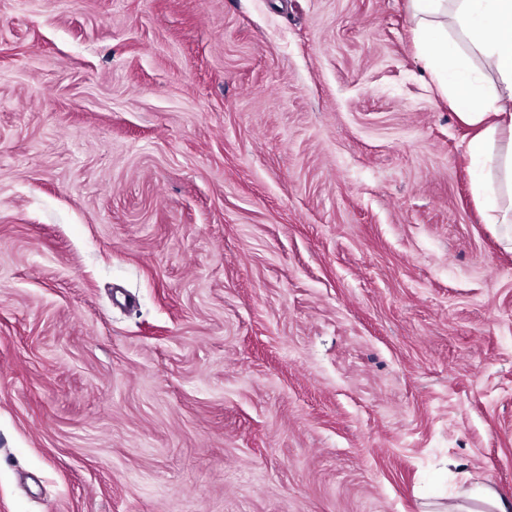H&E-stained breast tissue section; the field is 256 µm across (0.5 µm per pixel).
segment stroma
Here are the masks:
<instances>
[{"mask_svg": "<svg viewBox=\"0 0 512 512\" xmlns=\"http://www.w3.org/2000/svg\"><path fill=\"white\" fill-rule=\"evenodd\" d=\"M408 0H0V512L512 493V243Z\"/></svg>", "mask_w": 512, "mask_h": 512, "instance_id": "stroma-1", "label": "stroma"}]
</instances>
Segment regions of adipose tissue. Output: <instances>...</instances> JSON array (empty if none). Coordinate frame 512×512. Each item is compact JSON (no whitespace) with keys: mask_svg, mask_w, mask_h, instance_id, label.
<instances>
[{"mask_svg":"<svg viewBox=\"0 0 512 512\" xmlns=\"http://www.w3.org/2000/svg\"><path fill=\"white\" fill-rule=\"evenodd\" d=\"M411 2L419 18L416 38L432 79L460 119L477 129L469 150L483 162L474 186L487 202L488 219L512 224V202L501 204L499 189L490 178L497 169L512 184V154L501 158L491 150L499 129L512 130V0ZM447 15L461 31L463 47L449 39L443 21ZM485 70L495 75L496 85H484ZM447 512H512V495L475 483L449 499Z\"/></svg>","mask_w":512,"mask_h":512,"instance_id":"ef3b65f1","label":"adipose tissue"}]
</instances>
